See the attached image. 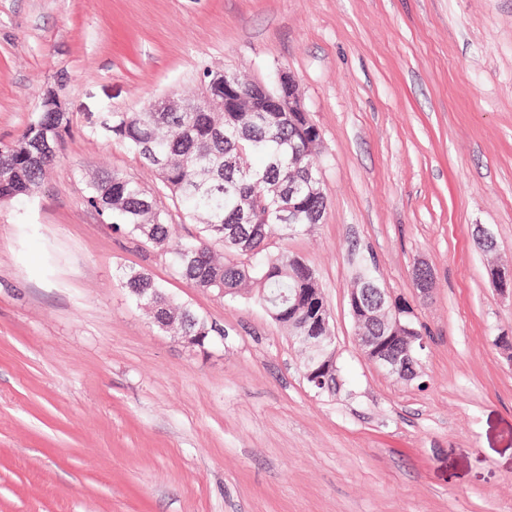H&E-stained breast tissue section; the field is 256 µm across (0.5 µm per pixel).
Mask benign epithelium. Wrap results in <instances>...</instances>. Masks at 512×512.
Masks as SVG:
<instances>
[{
    "mask_svg": "<svg viewBox=\"0 0 512 512\" xmlns=\"http://www.w3.org/2000/svg\"><path fill=\"white\" fill-rule=\"evenodd\" d=\"M204 100L224 102L226 112H297L308 116L303 94L294 76L285 69L276 72L272 85L252 84V91L246 95L239 82L226 71L210 72L204 85ZM185 107L182 97L169 94L159 103L157 112H181ZM41 109L44 112H63L64 105L54 90L48 89L42 96ZM493 286L502 294L512 295V268L495 267L490 270ZM416 290L425 296L431 290V269L424 263L415 267ZM349 310L354 322L371 318L375 311L385 310L390 316L386 325L384 344L377 345L372 338L355 330V341L364 361L373 368L397 377L401 381H410L405 370L408 361L426 348L427 336L417 329L413 320V308L399 307L401 299L376 280L363 283L348 291Z\"/></svg>",
    "mask_w": 512,
    "mask_h": 512,
    "instance_id": "7a95c632",
    "label": "benign epithelium"
}]
</instances>
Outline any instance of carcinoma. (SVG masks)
Here are the masks:
<instances>
[{
	"label": "carcinoma",
	"instance_id": "obj_1",
	"mask_svg": "<svg viewBox=\"0 0 512 512\" xmlns=\"http://www.w3.org/2000/svg\"><path fill=\"white\" fill-rule=\"evenodd\" d=\"M201 95L185 99V112H114L105 129L112 139L134 151L155 173L158 183L147 189L138 180L114 172L93 177L87 203L112 220L119 230L144 240L168 256L176 274L196 288L232 301L252 289L274 320L295 337L322 297L315 271L302 258L273 250L272 231L284 237L313 226L326 209V196H308L300 219L282 224L275 205L253 207L250 222L240 211L267 196V187H288L308 161L306 142L320 132L300 130L286 112H221L197 109ZM70 118L38 112L16 138L0 147V202L36 194L62 150ZM50 141L53 149L45 148ZM169 200L196 233L181 238L169 220ZM133 297L142 288L155 294L149 310L154 322L166 318L186 322L192 346L203 348L224 329L175 302L164 287L143 270L125 275ZM304 372L325 376L327 355L303 348Z\"/></svg>",
	"mask_w": 512,
	"mask_h": 512
}]
</instances>
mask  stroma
Listing matches in <instances>:
<instances>
[{"label":"stroma","mask_w":512,"mask_h":512,"mask_svg":"<svg viewBox=\"0 0 512 512\" xmlns=\"http://www.w3.org/2000/svg\"><path fill=\"white\" fill-rule=\"evenodd\" d=\"M279 67L322 137L326 210L279 246L316 272L333 396L256 295L194 288L86 202L96 174L154 181L109 113ZM50 88L63 151L0 203V512H512V296L489 279L512 264V0H0V143ZM363 259L426 330L412 382L357 349ZM133 269L224 341L159 328Z\"/></svg>","instance_id":"stroma-1"}]
</instances>
